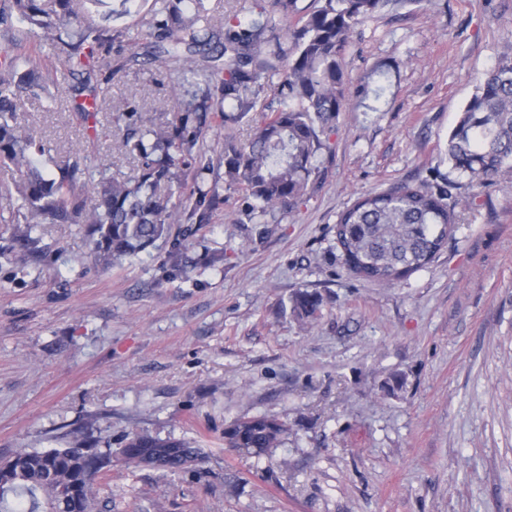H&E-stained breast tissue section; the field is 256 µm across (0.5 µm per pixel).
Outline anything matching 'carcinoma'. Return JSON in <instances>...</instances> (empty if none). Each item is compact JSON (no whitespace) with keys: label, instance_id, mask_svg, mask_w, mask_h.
Masks as SVG:
<instances>
[{"label":"carcinoma","instance_id":"obj_1","mask_svg":"<svg viewBox=\"0 0 512 512\" xmlns=\"http://www.w3.org/2000/svg\"><path fill=\"white\" fill-rule=\"evenodd\" d=\"M131 2L121 0L117 10L106 0H0V24H9V46L0 51V163L20 174L14 191L0 190V198L17 204L23 224L15 228V237L22 243L23 261L40 253L39 238L33 236L40 224L85 225L95 262L107 267L169 239L178 221L186 171L199 141L198 119L211 108L210 87L191 95L173 125L146 126L135 110L113 105L125 112L124 145L138 157L136 174L129 178L110 175L105 167L91 171L79 157L47 170L36 158L41 148L35 138L15 122L26 91L36 88L52 102L60 79L76 68L87 74L84 111L96 117L103 103V89L93 83L96 69L112 67L114 42L131 38L130 28L115 30L109 21L130 15ZM296 3L273 0L276 11L290 18L283 33L270 16L218 27L205 0H152L133 22L155 37L151 54L160 67L174 60L187 75L225 59L215 73L224 120L254 111L260 91L279 101L247 143L224 150L225 177L263 215L293 210L316 184V157L324 148L320 135L335 127L336 114L347 107L344 54L357 28L389 0H312L304 13ZM29 33L38 37V45L28 44ZM44 47L66 62L61 77L44 73ZM445 158L472 188L512 177V50L482 74L448 135ZM450 198V187L425 182H400L358 197L335 225L347 270L366 281L393 285L407 272L429 266L453 232V206L474 205L479 194L452 206ZM292 302L302 319L320 312L321 298L305 290L295 292ZM287 435L279 418L253 416L224 427V446L260 457L280 447ZM87 447L84 430L77 428L64 448L15 453L20 471L0 491V512H98L112 467L175 471L202 460L200 449L189 442L138 432L127 438L117 458L110 448L93 449L100 464L88 474L71 464L78 449Z\"/></svg>","mask_w":512,"mask_h":512}]
</instances>
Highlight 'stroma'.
I'll return each instance as SVG.
<instances>
[{"instance_id":"stroma-1","label":"stroma","mask_w":512,"mask_h":512,"mask_svg":"<svg viewBox=\"0 0 512 512\" xmlns=\"http://www.w3.org/2000/svg\"><path fill=\"white\" fill-rule=\"evenodd\" d=\"M152 44L113 51L97 74L106 108L85 117L81 75L55 108L17 113L45 148L133 175L124 118L166 123L184 111ZM512 45V0H393L348 48V105L324 134L319 184L293 211L250 213L224 176V146L260 120L211 110L195 182L169 240L101 269L79 224H45L39 261L12 250L0 207V459L64 446L85 426L98 448L146 431L185 439L202 461L171 473L114 468L105 512H512V177L456 208L428 267L392 286L342 264L334 225L357 197L398 182H456L449 132L476 80ZM386 72L381 100L362 95ZM322 299L303 324L292 296ZM275 415L284 444L262 457L224 445L230 422Z\"/></svg>"}]
</instances>
